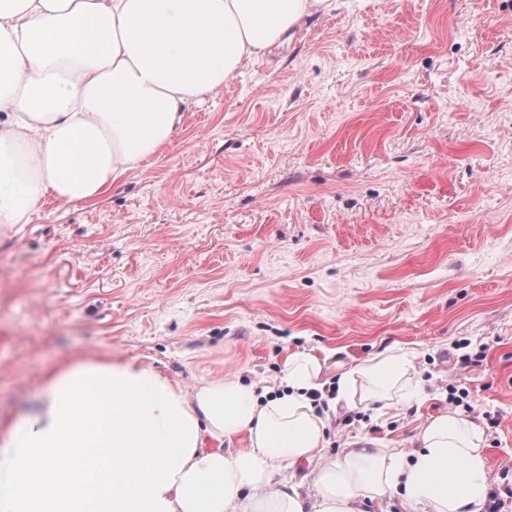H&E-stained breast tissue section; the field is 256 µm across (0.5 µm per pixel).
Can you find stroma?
I'll return each mask as SVG.
<instances>
[{"label": "stroma", "mask_w": 512, "mask_h": 512, "mask_svg": "<svg viewBox=\"0 0 512 512\" xmlns=\"http://www.w3.org/2000/svg\"><path fill=\"white\" fill-rule=\"evenodd\" d=\"M334 2L150 166L0 234V428L76 358L270 386L292 352L333 382L396 345L410 407L339 413L326 458L413 453L451 409L512 512V0Z\"/></svg>", "instance_id": "stroma-1"}]
</instances>
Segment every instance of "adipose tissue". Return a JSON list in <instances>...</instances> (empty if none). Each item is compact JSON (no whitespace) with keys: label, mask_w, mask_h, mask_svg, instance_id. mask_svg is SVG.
I'll return each mask as SVG.
<instances>
[{"label":"adipose tissue","mask_w":512,"mask_h":512,"mask_svg":"<svg viewBox=\"0 0 512 512\" xmlns=\"http://www.w3.org/2000/svg\"><path fill=\"white\" fill-rule=\"evenodd\" d=\"M331 0H0V230L45 199L88 202L166 146L185 108L280 45ZM289 355L275 395L238 379L192 390L149 365L76 360L0 431V512H368L401 497L423 512H485L482 425L454 412L418 450L323 456L339 409L384 413L419 382L400 348L343 373ZM247 435V447L224 441ZM308 464L315 495L276 481Z\"/></svg>","instance_id":"1"}]
</instances>
